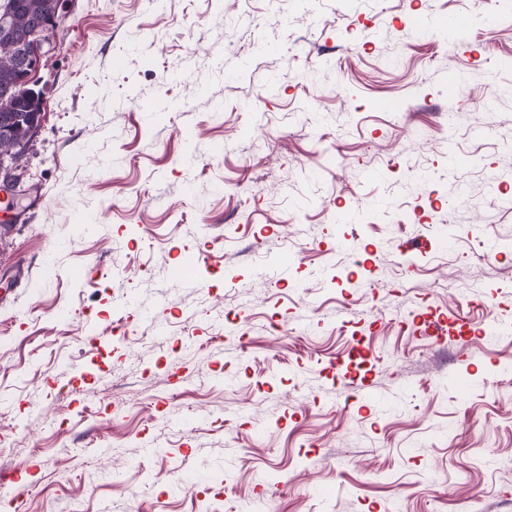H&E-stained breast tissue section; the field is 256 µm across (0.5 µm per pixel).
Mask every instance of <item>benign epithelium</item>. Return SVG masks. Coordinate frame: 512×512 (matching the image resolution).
Segmentation results:
<instances>
[{
	"mask_svg": "<svg viewBox=\"0 0 512 512\" xmlns=\"http://www.w3.org/2000/svg\"><path fill=\"white\" fill-rule=\"evenodd\" d=\"M75 0H56L51 14L34 19L28 29L26 39L32 41L27 52L15 59L18 74L17 87L24 91L35 103H42V96L29 88L32 78L39 70L43 58L48 55L45 47L53 44L57 32L64 28ZM42 112H35L26 123L25 139L18 140L8 132L0 136V191L11 193L18 180L16 159L24 147L37 135L41 126Z\"/></svg>",
	"mask_w": 512,
	"mask_h": 512,
	"instance_id": "7a95c632",
	"label": "benign epithelium"
}]
</instances>
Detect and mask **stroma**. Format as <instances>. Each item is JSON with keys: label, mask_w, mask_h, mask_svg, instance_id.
<instances>
[{"label": "stroma", "mask_w": 512, "mask_h": 512, "mask_svg": "<svg viewBox=\"0 0 512 512\" xmlns=\"http://www.w3.org/2000/svg\"><path fill=\"white\" fill-rule=\"evenodd\" d=\"M36 89L0 226V488L31 467L22 512H512L498 0H77ZM187 251L203 287L170 280ZM431 309L485 334L434 341L412 323ZM356 345L381 409L336 367Z\"/></svg>", "instance_id": "1"}]
</instances>
